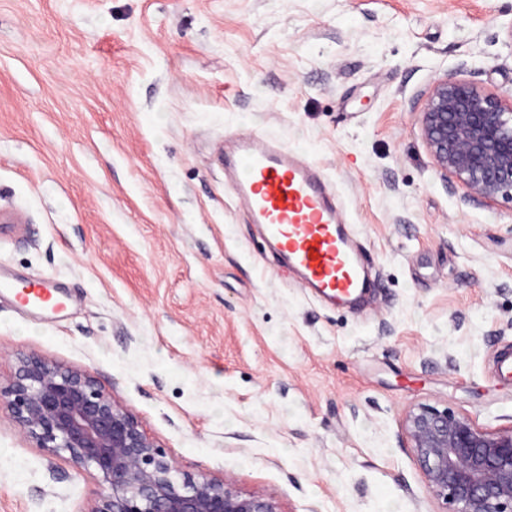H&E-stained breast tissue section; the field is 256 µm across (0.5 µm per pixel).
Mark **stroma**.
I'll return each instance as SVG.
<instances>
[{
  "label": "stroma",
  "mask_w": 512,
  "mask_h": 512,
  "mask_svg": "<svg viewBox=\"0 0 512 512\" xmlns=\"http://www.w3.org/2000/svg\"><path fill=\"white\" fill-rule=\"evenodd\" d=\"M444 76L512 95V0H0V382L89 371L174 474L280 512H443L404 420L512 428V202L467 203L419 127ZM321 167L377 286L328 306L224 182V139ZM94 472L0 407V512H88ZM57 288L55 285L50 283H40L30 286L29 288H23L16 292L17 297L25 303H29L32 306L40 307L43 304L52 303L56 297Z\"/></svg>",
  "instance_id": "35a3bbf8"
}]
</instances>
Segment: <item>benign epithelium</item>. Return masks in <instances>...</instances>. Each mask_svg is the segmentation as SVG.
<instances>
[{"instance_id":"1","label":"benign epithelium","mask_w":512,"mask_h":512,"mask_svg":"<svg viewBox=\"0 0 512 512\" xmlns=\"http://www.w3.org/2000/svg\"><path fill=\"white\" fill-rule=\"evenodd\" d=\"M420 129L436 169L449 188L464 189V200L512 197V105L472 82L439 79ZM2 397L48 456L65 452L96 473L101 491L89 512H279L273 498L243 496L222 479H175L137 420L86 370L29 356ZM404 433L427 490L451 512H512V428L483 430L421 404L407 413Z\"/></svg>"}]
</instances>
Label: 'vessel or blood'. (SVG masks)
<instances>
[{"label": "vessel or blood", "mask_w": 512, "mask_h": 512, "mask_svg": "<svg viewBox=\"0 0 512 512\" xmlns=\"http://www.w3.org/2000/svg\"><path fill=\"white\" fill-rule=\"evenodd\" d=\"M224 181L303 287L339 307L364 298L372 286L370 266L315 164L273 140L237 136L224 142ZM0 289L35 307L56 296L48 283L14 290L7 274L0 275Z\"/></svg>", "instance_id": "1"}]
</instances>
